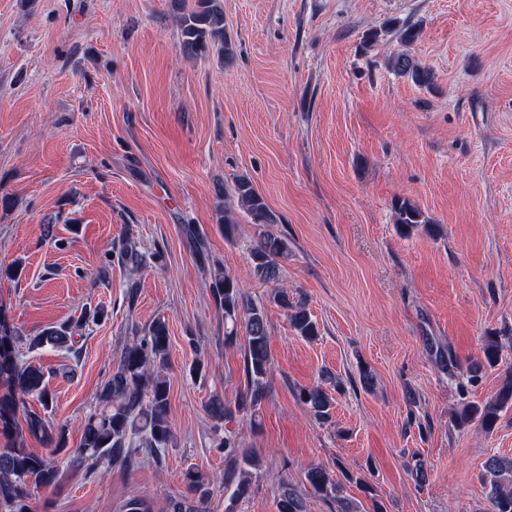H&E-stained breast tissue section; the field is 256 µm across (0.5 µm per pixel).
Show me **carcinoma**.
Returning <instances> with one entry per match:
<instances>
[{
    "label": "carcinoma",
    "mask_w": 512,
    "mask_h": 512,
    "mask_svg": "<svg viewBox=\"0 0 512 512\" xmlns=\"http://www.w3.org/2000/svg\"><path fill=\"white\" fill-rule=\"evenodd\" d=\"M181 45L184 53L198 57L216 47L230 62L235 56L232 40L224 29V9L220 0H196L192 8H185L178 17ZM420 35L415 25L399 30L398 44L402 49L386 59L388 69L410 79L415 85L432 88L434 75L409 50ZM244 211L251 223L265 226L277 223L276 215L266 200L256 192L248 175L238 176L231 190L224 192V206L217 212V223L224 226V238L236 236V210ZM395 224L408 234L422 226L431 229L434 222L413 201L397 198L393 202ZM288 239L270 231L259 234L249 250L252 275L263 283L282 281L281 260L288 256ZM117 263L137 273L146 267V257L136 243L124 240L110 253ZM211 294L215 305L224 312V344H242L246 384L235 403L214 394L206 404V411L215 422L214 432L224 431L215 447L224 450V473L209 478L200 470L188 467L182 473V489L165 500L164 512H207V504L216 486L228 492L226 512H234L236 504L249 496L258 460L249 448L243 447L238 433L226 429L240 413H256L268 397L267 377L271 354L269 325L264 305L254 302L245 292L242 281L221 267L209 271ZM271 301L286 312L288 322L296 335L314 340L319 336L316 319L301 297H294L286 288H276ZM105 314L97 306L84 310L77 320L61 324H47L37 334L28 336L11 324L0 309V381L9 386L0 395V429L14 430L19 437H32L41 442L47 453L38 455L18 442L0 448V509L3 512H33L31 501L40 491L58 486L61 478L59 459L67 458L77 469L92 473L100 463L107 468L117 467L132 471L145 460L161 461L162 454L173 440L170 424V385L167 376L170 336L166 320L158 318L141 330L135 331L123 346L112 375L97 392L94 409L79 425L78 446L69 447V431L51 418L54 397L49 380L41 367L22 359L20 348L35 351L46 346L64 350L79 357L74 346L75 331L99 321ZM504 350L502 338L487 336L483 340L484 360L469 367L470 380L476 381L488 367L498 365ZM334 384L339 392L341 379L329 374L321 382L299 389L298 398L310 413L320 420L330 417L334 398L325 384ZM36 400L41 412L31 409L29 400ZM512 404V372L505 376L494 399L483 406H471L461 415L464 422L475 421L491 430L499 411ZM485 482L489 485L488 501L491 512H512V458L490 456L484 463ZM309 492L336 503V512H359L353 500L342 495L341 483L321 465L305 472ZM277 512H307L305 494L295 484L285 480L278 489ZM122 512H153L150 500L140 495L130 496L122 505Z\"/></svg>",
    "instance_id": "cac0c4a2"
}]
</instances>
